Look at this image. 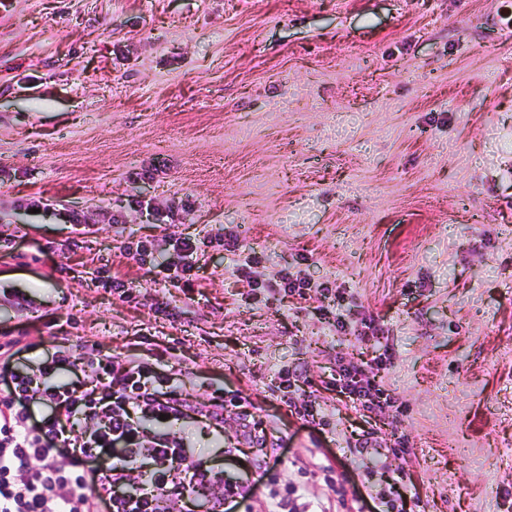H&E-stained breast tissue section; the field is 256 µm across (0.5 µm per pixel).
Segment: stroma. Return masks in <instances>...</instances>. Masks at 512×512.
<instances>
[{
  "instance_id": "obj_1",
  "label": "stroma",
  "mask_w": 512,
  "mask_h": 512,
  "mask_svg": "<svg viewBox=\"0 0 512 512\" xmlns=\"http://www.w3.org/2000/svg\"><path fill=\"white\" fill-rule=\"evenodd\" d=\"M498 3L0 0V331L42 339L26 370L91 342L199 402L240 395L278 486L325 512L381 489L350 456L364 426L377 440L364 458L410 477L414 512H512V42ZM32 197L47 208L31 213ZM119 223L152 240L155 263L166 239L231 228L262 256L259 280L297 266L335 282L387 342L336 332L320 296L241 287L224 250L194 287L155 293L120 254ZM104 262L131 299L98 287ZM340 355L382 357L392 406L364 419L322 389L323 421L304 425L278 374L317 382ZM170 428L250 488L252 512H273L232 416L220 433L194 415Z\"/></svg>"
}]
</instances>
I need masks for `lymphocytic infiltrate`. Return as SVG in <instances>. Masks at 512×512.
<instances>
[{
	"instance_id": "f902f5d3",
	"label": "lymphocytic infiltrate",
	"mask_w": 512,
	"mask_h": 512,
	"mask_svg": "<svg viewBox=\"0 0 512 512\" xmlns=\"http://www.w3.org/2000/svg\"><path fill=\"white\" fill-rule=\"evenodd\" d=\"M243 252L238 270L257 288L253 270L262 262L243 251L233 231L169 243L152 281L191 287L207 249ZM33 343L8 336L0 342V512H174L175 496L211 490L208 512H232L248 493L228 483L216 489L214 473L191 450L187 437L165 429L164 419L194 413L216 430L224 411H235L245 438L258 424L238 396L207 403L164 386L152 363L119 362L90 350L75 357L62 347L36 374L13 368ZM75 368L76 382L58 384V371ZM325 388L355 411H374L391 398L364 364L337 357Z\"/></svg>"
}]
</instances>
